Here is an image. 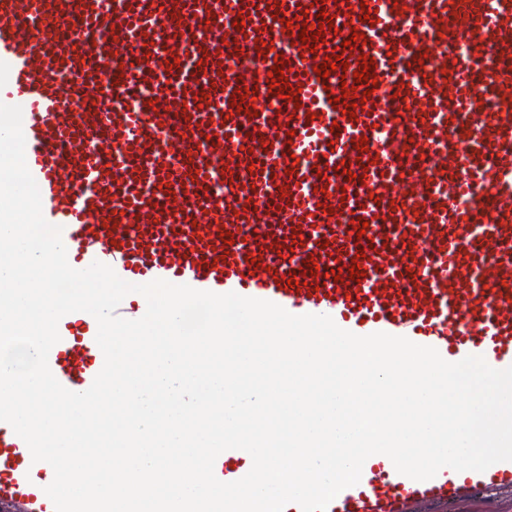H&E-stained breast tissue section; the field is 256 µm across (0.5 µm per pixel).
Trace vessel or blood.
Wrapping results in <instances>:
<instances>
[{"label":"vessel or blood","mask_w":512,"mask_h":512,"mask_svg":"<svg viewBox=\"0 0 512 512\" xmlns=\"http://www.w3.org/2000/svg\"><path fill=\"white\" fill-rule=\"evenodd\" d=\"M322 11L333 24L313 48L299 34ZM337 54L347 71L318 75ZM367 57L372 89L353 78ZM277 63L300 91L282 111L266 104ZM481 89L494 107L471 112ZM0 103L22 109L26 164L73 268L98 261L133 284L234 292L449 362L512 366V0L471 13L462 0H0ZM146 309L131 293L116 313ZM97 330L82 311L59 322L48 365L71 391L103 367ZM251 467L229 449L214 474ZM53 477L0 422V512H55ZM504 499L512 461L417 481L375 454L326 512Z\"/></svg>","instance_id":"obj_1"}]
</instances>
